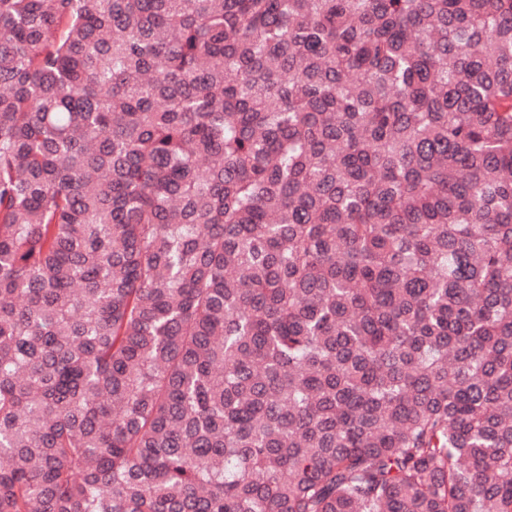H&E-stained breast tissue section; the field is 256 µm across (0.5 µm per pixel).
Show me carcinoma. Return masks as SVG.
<instances>
[{
    "instance_id": "1",
    "label": "carcinoma",
    "mask_w": 512,
    "mask_h": 512,
    "mask_svg": "<svg viewBox=\"0 0 512 512\" xmlns=\"http://www.w3.org/2000/svg\"><path fill=\"white\" fill-rule=\"evenodd\" d=\"M0 512H512V0H0Z\"/></svg>"
}]
</instances>
